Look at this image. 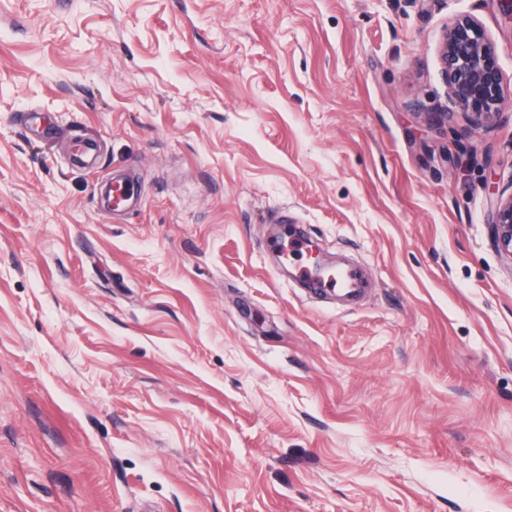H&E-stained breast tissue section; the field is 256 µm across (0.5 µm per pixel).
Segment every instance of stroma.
<instances>
[{
	"instance_id": "35a3bbf8",
	"label": "stroma",
	"mask_w": 512,
	"mask_h": 512,
	"mask_svg": "<svg viewBox=\"0 0 512 512\" xmlns=\"http://www.w3.org/2000/svg\"><path fill=\"white\" fill-rule=\"evenodd\" d=\"M462 16L511 95L497 0H0V512H512V108L452 111ZM489 224L497 248L512 260V193L501 196Z\"/></svg>"
}]
</instances>
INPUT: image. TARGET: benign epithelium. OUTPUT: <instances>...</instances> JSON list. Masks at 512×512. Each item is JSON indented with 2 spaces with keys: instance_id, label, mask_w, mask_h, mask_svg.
<instances>
[{
  "instance_id": "benign-epithelium-1",
  "label": "benign epithelium",
  "mask_w": 512,
  "mask_h": 512,
  "mask_svg": "<svg viewBox=\"0 0 512 512\" xmlns=\"http://www.w3.org/2000/svg\"><path fill=\"white\" fill-rule=\"evenodd\" d=\"M442 74L453 106L481 125L491 121L512 98H506L495 47L483 27L464 16L448 26L439 43ZM491 231L501 253L512 259V194L499 199Z\"/></svg>"
}]
</instances>
